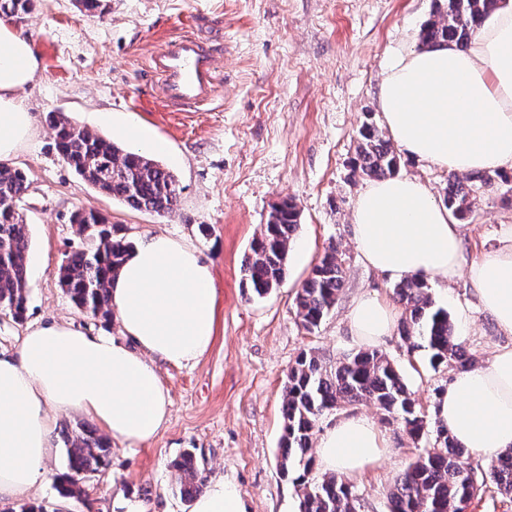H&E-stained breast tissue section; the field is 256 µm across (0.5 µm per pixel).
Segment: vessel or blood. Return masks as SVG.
Here are the masks:
<instances>
[{
    "label": "vessel or blood",
    "instance_id": "b4317fda",
    "mask_svg": "<svg viewBox=\"0 0 512 512\" xmlns=\"http://www.w3.org/2000/svg\"><path fill=\"white\" fill-rule=\"evenodd\" d=\"M167 106L192 112L209 101L216 80V57L199 39L182 35L162 45L151 57Z\"/></svg>",
    "mask_w": 512,
    "mask_h": 512
}]
</instances>
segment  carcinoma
<instances>
[{
	"label": "carcinoma",
	"mask_w": 512,
	"mask_h": 512,
	"mask_svg": "<svg viewBox=\"0 0 512 512\" xmlns=\"http://www.w3.org/2000/svg\"><path fill=\"white\" fill-rule=\"evenodd\" d=\"M501 0H445L419 31V44L441 42L468 47L482 19L500 7ZM33 0H0V16L28 14ZM54 147L62 160L82 180L101 193L134 210L157 216L172 212L178 204L177 180L151 156L118 147L111 140L72 123L64 115H49ZM400 164L389 139L374 122L359 130L352 177L392 176ZM503 180L496 170L476 171L464 178L448 177L443 202L459 221L472 212L473 193ZM28 190L25 173L0 164V309L15 321L27 311L29 277L26 256L30 247L28 225L17 203ZM70 223L84 245L66 256L58 271L59 281L73 305L87 317L105 324L112 319L109 284L122 266L133 243L124 228L111 224L93 211L77 210ZM299 228V211L291 200L273 206L259 236L250 245L242 265L243 284L261 297L278 287L285 276L288 249ZM345 280L342 254L335 245L325 249L295 296V316L306 331L316 329L336 305ZM405 318L400 338L408 351H425L429 363L465 369L472 365L448 311L436 305L426 283L413 276L393 288ZM372 402L389 424H397L412 442L422 439L426 420L395 364L377 349H360L328 366L313 350L301 352L289 368L284 385L283 435L279 444L280 473L299 489V512H366V503L354 486L336 475L309 479L314 467L310 454L321 417L361 401ZM65 469L59 473V494L80 500L84 480L106 468L110 441L93 426L79 423L62 430ZM466 449L456 445L448 429H436L433 447L418 454L399 472L387 493L389 512H464L493 486L512 497V451L492 461L480 476L459 462ZM181 496L191 500L203 486V472L195 455L184 453L174 462Z\"/></svg>",
	"instance_id": "obj_1"
}]
</instances>
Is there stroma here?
Returning a JSON list of instances; mask_svg holds the SVG:
<instances>
[{"label":"stroma","instance_id":"1","mask_svg":"<svg viewBox=\"0 0 512 512\" xmlns=\"http://www.w3.org/2000/svg\"><path fill=\"white\" fill-rule=\"evenodd\" d=\"M438 0H108L103 16L77 0H34L18 28L39 61L22 96L35 135L11 158L29 188L18 205L29 226L30 293L24 322L0 314V351L12 352L28 326L65 320L114 335L81 314L55 272L82 246L70 216L97 211L123 225L133 243L164 232L190 240L216 288V339L199 360L160 364L171 416L145 445H113L106 469L90 476L79 500L48 485L34 498L48 512H191L174 462L184 452L203 460L207 478L235 484L247 512H298V494L277 463L286 374L301 351L327 364L359 349L350 328L362 293L392 299L395 281L367 268L352 241L351 213L365 178L350 175L365 119L381 121L378 86L392 50L414 48ZM193 33L219 45V82L212 104L174 112L146 68L166 40ZM116 142L133 143L124 127L148 130L166 145L159 161L177 178L179 202L163 217L127 208L72 171L52 147L49 113ZM295 201L300 228L281 284L262 298L242 285L241 266L273 203ZM465 252L480 259L512 245V190L479 191L465 220ZM343 253L345 284L313 332L295 317L294 298L329 244ZM472 360L512 347L480 307L466 278L430 283ZM399 368L432 419L438 392L454 371L432 369L425 352L408 353L399 334L377 345ZM385 457L353 484L368 512H388L395 475L418 453L395 425L381 424Z\"/></svg>","mask_w":512,"mask_h":512}]
</instances>
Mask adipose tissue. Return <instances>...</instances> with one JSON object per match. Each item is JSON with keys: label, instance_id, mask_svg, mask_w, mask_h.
<instances>
[{"label": "adipose tissue", "instance_id": "1", "mask_svg": "<svg viewBox=\"0 0 512 512\" xmlns=\"http://www.w3.org/2000/svg\"><path fill=\"white\" fill-rule=\"evenodd\" d=\"M37 69L30 41L0 18V160L34 133L19 91ZM379 104L393 143L418 160L452 172L512 169V5L486 16L468 48L394 51ZM352 236L364 263L386 275L445 282L467 272L483 309L512 335V247L468 261L460 226L418 179L371 181L354 202ZM110 308L119 335L51 322L29 329L14 353H0V501L30 498L53 483L46 462L55 413L86 416L128 448L152 440L171 407L158 362L197 360L216 336L210 269L195 246L165 233L130 251L110 284ZM350 320L357 340L373 345L392 333L396 316L387 301L365 294ZM434 413L459 447L488 460L512 450V348L456 372ZM387 446L373 419L351 413L320 435L316 460L353 478ZM192 512H246V505L217 477Z\"/></svg>", "mask_w": 512, "mask_h": 512}]
</instances>
